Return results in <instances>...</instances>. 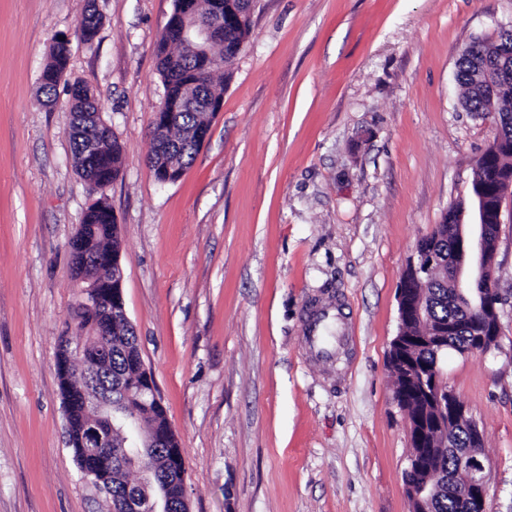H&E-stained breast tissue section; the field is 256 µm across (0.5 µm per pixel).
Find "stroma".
Here are the masks:
<instances>
[{
	"label": "stroma",
	"instance_id": "obj_1",
	"mask_svg": "<svg viewBox=\"0 0 512 512\" xmlns=\"http://www.w3.org/2000/svg\"><path fill=\"white\" fill-rule=\"evenodd\" d=\"M0 0V512H107L67 445L56 369L76 336L68 243L94 195L69 87L122 146L107 202L123 293L186 468L189 512H411L410 418L389 366L418 241L465 197L493 137L455 63L512 0H259L192 166L148 162L174 0ZM66 39L53 104L39 77ZM501 336L449 352L483 433L486 512H512V223L492 261ZM70 140L72 144V158L74 166L80 172V165L83 164V155L86 149L87 140L95 138L94 126L85 124L84 119L75 118L70 122Z\"/></svg>",
	"mask_w": 512,
	"mask_h": 512
}]
</instances>
